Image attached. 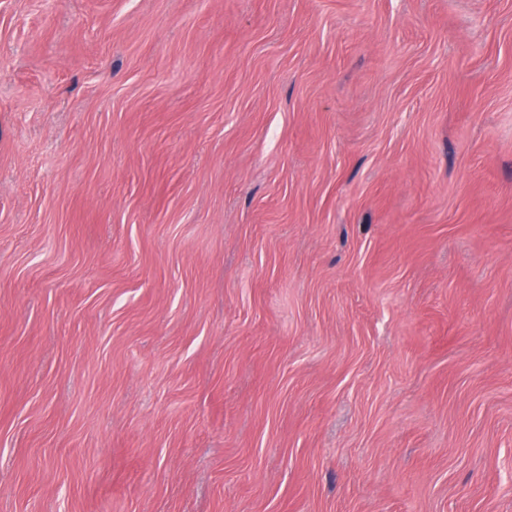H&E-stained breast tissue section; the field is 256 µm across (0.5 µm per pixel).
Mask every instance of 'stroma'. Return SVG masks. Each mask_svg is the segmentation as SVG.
I'll return each mask as SVG.
<instances>
[{
  "label": "stroma",
  "instance_id": "stroma-1",
  "mask_svg": "<svg viewBox=\"0 0 512 512\" xmlns=\"http://www.w3.org/2000/svg\"><path fill=\"white\" fill-rule=\"evenodd\" d=\"M0 512H512V0H0Z\"/></svg>",
  "mask_w": 512,
  "mask_h": 512
}]
</instances>
